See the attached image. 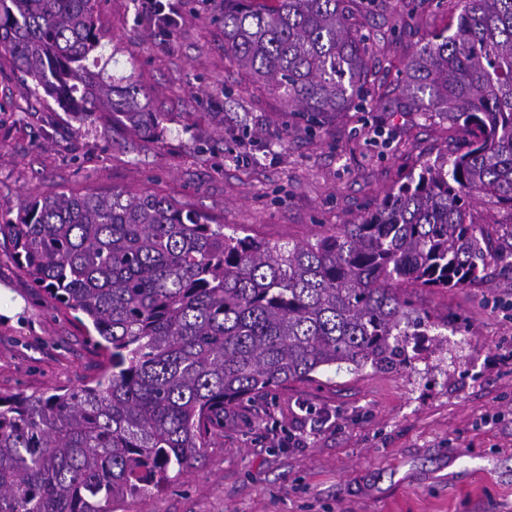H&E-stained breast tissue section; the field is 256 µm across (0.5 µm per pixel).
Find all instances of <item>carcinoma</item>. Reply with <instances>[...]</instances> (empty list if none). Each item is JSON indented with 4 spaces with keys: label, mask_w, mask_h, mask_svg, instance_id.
<instances>
[{
    "label": "carcinoma",
    "mask_w": 512,
    "mask_h": 512,
    "mask_svg": "<svg viewBox=\"0 0 512 512\" xmlns=\"http://www.w3.org/2000/svg\"><path fill=\"white\" fill-rule=\"evenodd\" d=\"M354 0H224V56L289 112H419L467 132L357 222L303 242L224 233L151 192L61 190L0 224L51 302L83 315L104 356L78 388L0 395V512H115L159 490L224 431V407L331 369L391 370L419 351V288L499 267L479 208L512 210V0H463L381 92ZM98 0H0V57L79 122L150 135L133 75L107 72Z\"/></svg>",
    "instance_id": "1"
}]
</instances>
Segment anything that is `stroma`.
<instances>
[{"instance_id":"35a3bbf8","label":"stroma","mask_w":512,"mask_h":512,"mask_svg":"<svg viewBox=\"0 0 512 512\" xmlns=\"http://www.w3.org/2000/svg\"><path fill=\"white\" fill-rule=\"evenodd\" d=\"M171 33L143 0H103L108 70L135 73L160 138L78 124L31 95L0 59V215L63 189L151 191L225 233L303 241L354 222L460 132L419 113L364 111L311 136L282 100L224 57L222 0H178ZM448 0L367 14L376 79L394 88L411 54L450 23ZM0 236V395L77 387L101 357L73 311L54 306ZM435 342L412 364L299 381L224 410V432L189 473L126 498L122 512H512V270L467 288L417 291Z\"/></svg>"}]
</instances>
